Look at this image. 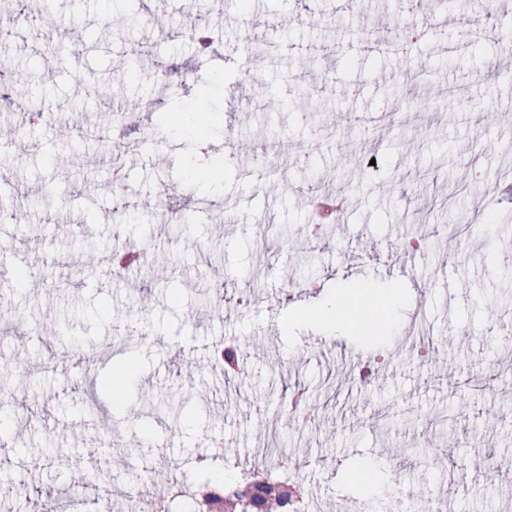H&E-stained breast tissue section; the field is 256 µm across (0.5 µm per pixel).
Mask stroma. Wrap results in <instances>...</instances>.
Wrapping results in <instances>:
<instances>
[{"label":"stroma","mask_w":512,"mask_h":512,"mask_svg":"<svg viewBox=\"0 0 512 512\" xmlns=\"http://www.w3.org/2000/svg\"><path fill=\"white\" fill-rule=\"evenodd\" d=\"M44 16L38 31L14 33L13 65L27 75L0 106V126L15 147L0 150L15 193L38 223V239L0 222V248L27 271L26 288L0 279L12 314L28 334L0 337V512H109L140 502L123 498L138 479L147 498L169 476L199 485L205 471L231 463L261 464L268 439L293 456H313L320 469L297 484L311 512H336L340 498L380 492L421 460L435 466L447 512H512V485L488 472L464 481L470 455L512 463V14L487 0H254L243 24L239 0H184L166 24L149 20L151 0H22ZM464 9L496 26L475 34L461 53H442L453 30L421 36L427 22ZM67 29L57 35L55 21ZM206 27L208 47L182 36ZM416 33L400 52H369L365 30ZM252 46L275 42L287 52L254 54L251 75L224 86L220 59H232L239 34ZM60 55L44 65L49 47ZM495 78H485L489 64ZM424 75L423 92L404 77ZM139 122H127L130 111ZM213 114L206 135L193 123ZM82 116L90 128H112L113 148L136 142L125 194L88 196L106 181V161L87 167L97 140L59 126H20L24 114ZM339 113L391 115L368 139ZM157 129L168 157L149 154L143 128ZM241 149L224 154L226 138ZM217 159V179L183 187V159ZM376 158L379 167L365 166ZM485 172L477 195L463 191L471 169ZM174 187L167 205L179 226L161 217L157 190ZM326 193L352 204L340 221L321 225L315 208ZM209 219H194L198 201ZM470 220L462 239L449 226ZM73 224L93 236L72 237ZM319 224V223H318ZM373 234L357 258L350 240ZM422 235L426 253L406 268L399 246ZM156 244L152 259L114 270L104 256ZM202 266L223 281L230 300L216 307L189 270ZM430 281L420 293L415 278ZM347 288L394 290L380 327L344 320L300 321L306 306H323ZM422 319L439 345L419 359L405 330ZM110 341L115 364L135 375L121 406L104 389L107 371L75 373L69 355ZM235 345L240 370L228 375L218 357ZM316 410L315 427L272 433L291 400ZM111 455L96 448L101 426ZM455 444L454 459L440 456ZM371 471L372 489L356 477ZM24 490H17V480Z\"/></svg>","instance_id":"obj_1"}]
</instances>
